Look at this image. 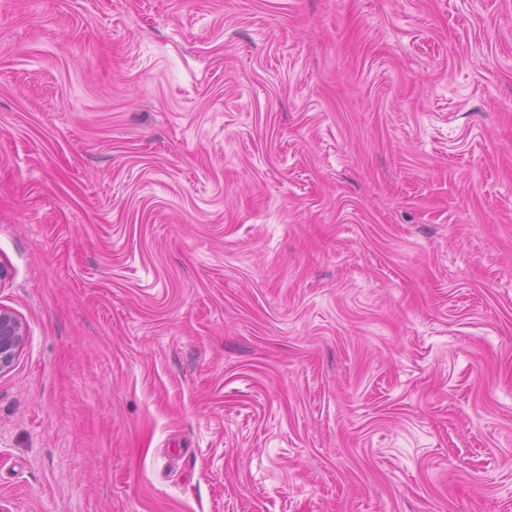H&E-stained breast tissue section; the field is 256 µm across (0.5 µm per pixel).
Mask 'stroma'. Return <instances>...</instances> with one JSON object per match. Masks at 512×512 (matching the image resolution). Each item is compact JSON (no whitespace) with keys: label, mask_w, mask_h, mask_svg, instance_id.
Here are the masks:
<instances>
[{"label":"stroma","mask_w":512,"mask_h":512,"mask_svg":"<svg viewBox=\"0 0 512 512\" xmlns=\"http://www.w3.org/2000/svg\"><path fill=\"white\" fill-rule=\"evenodd\" d=\"M6 512H512V0H0ZM26 336L23 321L12 311L0 307V373L12 367Z\"/></svg>","instance_id":"35a3bbf8"}]
</instances>
